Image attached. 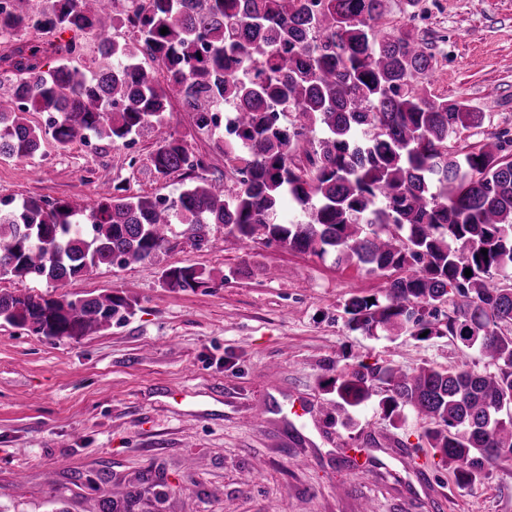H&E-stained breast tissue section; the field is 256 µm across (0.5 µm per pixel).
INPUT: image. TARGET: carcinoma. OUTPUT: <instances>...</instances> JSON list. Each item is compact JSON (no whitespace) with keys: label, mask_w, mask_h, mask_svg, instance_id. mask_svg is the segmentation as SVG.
I'll return each mask as SVG.
<instances>
[{"label":"carcinoma","mask_w":512,"mask_h":512,"mask_svg":"<svg viewBox=\"0 0 512 512\" xmlns=\"http://www.w3.org/2000/svg\"><path fill=\"white\" fill-rule=\"evenodd\" d=\"M29 2L12 0L0 35L31 21L46 32H91L114 64L89 76L52 42L1 55L8 96L0 156L40 150L42 130L27 123L28 112L56 113L52 136L61 146L92 136L125 144L164 121L173 100L196 114L199 128L215 103L228 101L238 112L224 155L242 166L235 189L202 177L169 204L148 194H113L88 210L0 200V276L34 274L62 290L50 299L1 292L0 321L47 338L96 333L129 304L110 294L74 297L63 291L72 279L118 258L157 257L174 224L188 225L198 246L203 228L218 224L241 240L262 237L386 275L374 301L346 299L351 330L412 326L474 348L494 367L424 362L402 371L361 361L330 382L336 407L357 408L379 394L389 422L412 413L463 488L512 461V131L485 132L462 156L448 151V139L483 127L487 113L431 91L430 42L387 28V0H140L125 17L134 37L123 43L110 35L119 0L106 12L98 0H49L39 11ZM41 52L58 64L42 70ZM274 106L295 111L291 126ZM151 162L161 176L203 168L178 138L164 141ZM286 198L304 219H280ZM162 278L180 290L205 284L192 266L168 268Z\"/></svg>","instance_id":"obj_1"}]
</instances>
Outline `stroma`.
I'll use <instances>...</instances> for the list:
<instances>
[{
    "instance_id": "1",
    "label": "stroma",
    "mask_w": 512,
    "mask_h": 512,
    "mask_svg": "<svg viewBox=\"0 0 512 512\" xmlns=\"http://www.w3.org/2000/svg\"><path fill=\"white\" fill-rule=\"evenodd\" d=\"M387 21L433 42L436 95L490 116L483 130L450 140L451 151L476 147L483 131L512 129V0H421L411 19L401 0H388ZM72 39L82 47L73 66H108L85 33L24 30L13 41ZM170 111L130 145L95 138L66 147L48 134L51 113H27L46 136L34 158L0 157V200L88 207L119 188L174 200L191 175L163 177L150 164L171 137L203 159L201 177L223 178V134L199 129L179 103ZM183 266L203 271L207 287H164L163 270ZM386 286L382 274L245 242L215 224L198 246L176 224L157 258L69 284L75 296L129 303L110 327L52 339L0 321V512H99L107 497L128 499L130 512H512V463L462 490L424 446L414 416L390 423L372 399L342 425L324 388L338 366L488 368L478 351L445 337L349 330L345 299ZM182 390L198 403L171 399ZM299 399L313 408L302 422L288 414Z\"/></svg>"
}]
</instances>
